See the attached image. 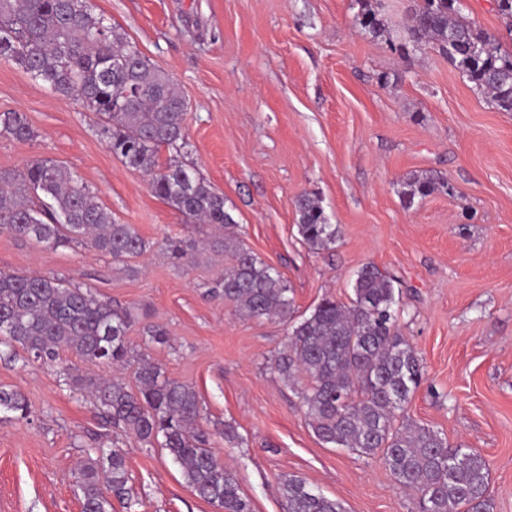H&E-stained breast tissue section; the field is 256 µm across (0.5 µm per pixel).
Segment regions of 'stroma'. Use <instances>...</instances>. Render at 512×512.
<instances>
[{
  "label": "stroma",
  "instance_id": "1",
  "mask_svg": "<svg viewBox=\"0 0 512 512\" xmlns=\"http://www.w3.org/2000/svg\"><path fill=\"white\" fill-rule=\"evenodd\" d=\"M386 35L356 0H93L95 13L168 73L188 102L183 162L224 196L246 246L287 281L294 314L325 296L349 301L358 272L386 270L400 293L397 327L424 367L411 422L479 452L494 512H512V112L499 111L447 58L424 45L388 47L419 0H385ZM465 18L512 48L495 0H465ZM22 112L29 141L0 135V170L36 159L65 166L120 223L151 244L117 261L0 233V270L37 273L127 309L128 341L170 378L191 384L207 425L233 424L214 447L254 512H288L286 478L306 480L346 512H418L381 457L323 444L297 391L273 371L282 320L240 317L210 287L231 264L223 235L155 196L147 176L100 138L93 112L0 59V113ZM450 190L406 204L413 175ZM316 194L336 241L311 250L295 199ZM170 236L201 249L174 267ZM167 344L151 343L148 326ZM23 350L0 353V386L21 390L25 419L0 414V512H82L77 470L98 447L127 455L132 512H217L186 484L167 450L103 427L93 403L60 373L81 367Z\"/></svg>",
  "mask_w": 512,
  "mask_h": 512
}]
</instances>
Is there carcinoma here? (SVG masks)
I'll return each mask as SVG.
<instances>
[{
  "label": "carcinoma",
  "mask_w": 512,
  "mask_h": 512,
  "mask_svg": "<svg viewBox=\"0 0 512 512\" xmlns=\"http://www.w3.org/2000/svg\"><path fill=\"white\" fill-rule=\"evenodd\" d=\"M360 24L374 37L385 31L384 0H357ZM431 44L448 57L475 88L502 112H512V51L466 20L459 0H421L390 47L407 55ZM0 58L64 96H76L98 118V133L113 154L151 175V190L188 220L235 227L224 196L178 159L186 147V103L171 77L135 44L94 12L92 0H0ZM0 133L34 137L22 112L0 113ZM174 152L167 163L159 152ZM448 191L439 175L410 184L414 198ZM298 232L314 249L336 241L324 209L305 193L295 200ZM0 229L44 247L81 245L115 260L150 248L131 224H120L67 168L35 161L21 174L0 172ZM196 243L165 239L177 264L189 263ZM224 249L233 263L211 291L245 316L260 320L293 311L281 274L229 235ZM394 278L366 266L354 283V298L333 296L289 328L288 341L273 361L280 378L301 388L303 406L324 443L367 456L381 455L396 482L419 491V512H493L490 468L471 448H451L440 432L398 423L423 378L414 351L397 331ZM0 347H19L36 361H53L72 350L87 365L129 362L130 314L88 290L38 275L0 271ZM65 384L86 391L100 419L156 442L180 464L186 484L220 512H253L234 474L212 450L213 435L232 442L234 425L211 432L203 425L199 399L188 383L165 375L156 363L137 364L134 384L69 372ZM0 412L25 418L28 400L0 386ZM124 450H99L79 472L82 512H111L112 500L133 507ZM289 512H345L341 503L290 477L281 484Z\"/></svg>",
  "instance_id": "obj_1"
}]
</instances>
